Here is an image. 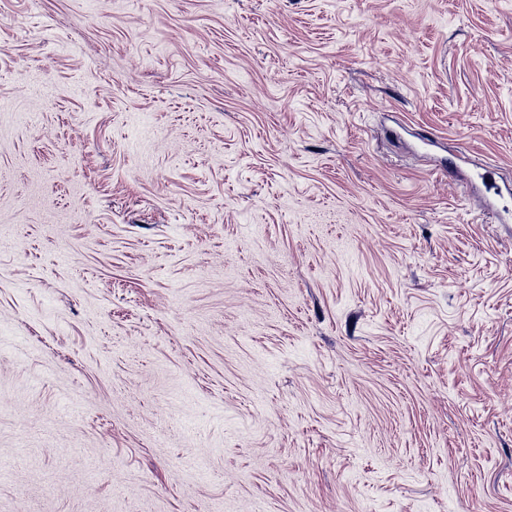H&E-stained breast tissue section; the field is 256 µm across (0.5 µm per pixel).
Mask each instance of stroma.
<instances>
[{"label":"stroma","mask_w":512,"mask_h":512,"mask_svg":"<svg viewBox=\"0 0 512 512\" xmlns=\"http://www.w3.org/2000/svg\"><path fill=\"white\" fill-rule=\"evenodd\" d=\"M488 171L512 0H0V512H512Z\"/></svg>","instance_id":"stroma-1"}]
</instances>
